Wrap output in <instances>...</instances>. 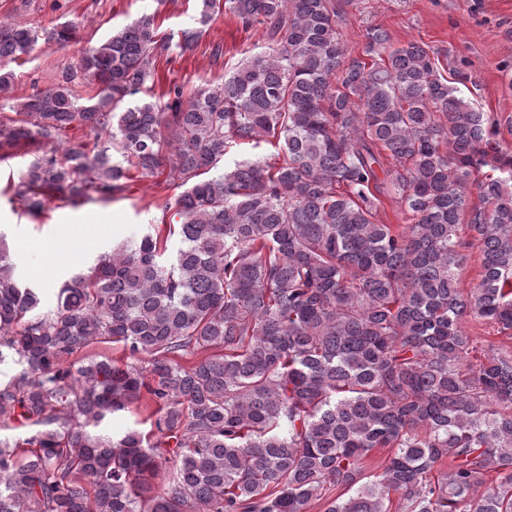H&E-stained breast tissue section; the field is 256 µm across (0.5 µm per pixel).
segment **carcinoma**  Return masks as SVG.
Listing matches in <instances>:
<instances>
[{"instance_id":"carcinoma-1","label":"carcinoma","mask_w":512,"mask_h":512,"mask_svg":"<svg viewBox=\"0 0 512 512\" xmlns=\"http://www.w3.org/2000/svg\"><path fill=\"white\" fill-rule=\"evenodd\" d=\"M222 8L265 26L266 45L187 99L175 84L163 104L128 100L168 48L145 13L0 115V140L50 144L19 175L34 216L57 194L110 197L133 169L180 188L176 230L101 254L48 311L0 247V364L16 368L0 425L30 427L0 438V512H305L333 488L325 512H512V355L490 344L469 359L462 328L512 335L499 120L414 42L374 27L349 53L331 0H200L181 47ZM78 30L0 23V95L8 64ZM233 142H263L275 162L226 167ZM486 167L471 207L467 179ZM392 172L408 224L376 222ZM466 214L482 252L469 291ZM105 343L130 361L85 357ZM145 398L153 438L93 431ZM374 449L388 456L372 477Z\"/></svg>"}]
</instances>
